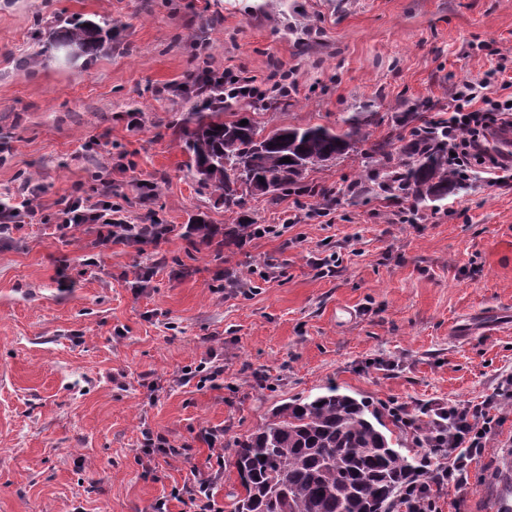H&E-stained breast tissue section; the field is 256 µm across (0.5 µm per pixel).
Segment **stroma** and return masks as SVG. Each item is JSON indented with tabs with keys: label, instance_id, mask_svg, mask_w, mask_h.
Instances as JSON below:
<instances>
[{
	"label": "stroma",
	"instance_id": "stroma-1",
	"mask_svg": "<svg viewBox=\"0 0 512 512\" xmlns=\"http://www.w3.org/2000/svg\"><path fill=\"white\" fill-rule=\"evenodd\" d=\"M76 15L107 20V50L19 68L33 27ZM500 65L512 76V0H0V195L39 187L29 226L0 240V512H151L163 497L181 512L172 488L212 475L217 512H233V459L216 463L202 429L250 434L330 384L413 415L492 399L512 370V182L399 202L363 178V143L309 167L305 190L248 197L241 214L276 233L207 243L194 217L222 232L237 216L188 167L180 128L196 100L168 87L207 67L254 78L275 104L255 116L266 132L335 128L368 103L374 136L396 141L407 112L447 114L457 83ZM107 183L129 222L171 225L167 238L102 251L87 228L53 234L65 199ZM228 272L250 291L226 289ZM211 349L216 385L176 382ZM493 412L469 488L439 489L437 512H498L512 496L496 477L512 411ZM146 428L187 457L146 471Z\"/></svg>",
	"mask_w": 512,
	"mask_h": 512
}]
</instances>
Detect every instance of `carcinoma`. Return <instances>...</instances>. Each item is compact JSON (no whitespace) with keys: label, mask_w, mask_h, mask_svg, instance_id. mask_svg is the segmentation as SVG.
<instances>
[{"label":"carcinoma","mask_w":512,"mask_h":512,"mask_svg":"<svg viewBox=\"0 0 512 512\" xmlns=\"http://www.w3.org/2000/svg\"><path fill=\"white\" fill-rule=\"evenodd\" d=\"M102 31L95 22L87 28L80 19L69 20L30 60L37 63L64 47L94 58L104 49ZM212 94L210 103L187 113L181 136L200 188L218 195L231 213L243 209L247 197L265 194L264 183L277 184L280 193L298 185L309 166L334 161L368 141L374 125L373 113L355 112L340 128H278L277 137L264 143L256 140L254 119L245 127L240 117L224 119L237 100L217 88ZM411 119L420 125L411 129L399 158L388 138L371 143L369 173L384 193L435 203L461 188L448 171L446 119L423 112ZM285 157L291 162H282ZM390 424L407 432L395 415L334 386L274 407L256 431L227 444L241 487L229 492L234 512H425L433 506L432 486L420 485L419 496L409 500L406 485L427 476L433 459L444 456L437 449L433 459L403 454V438L386 433Z\"/></svg>","instance_id":"obj_1"}]
</instances>
